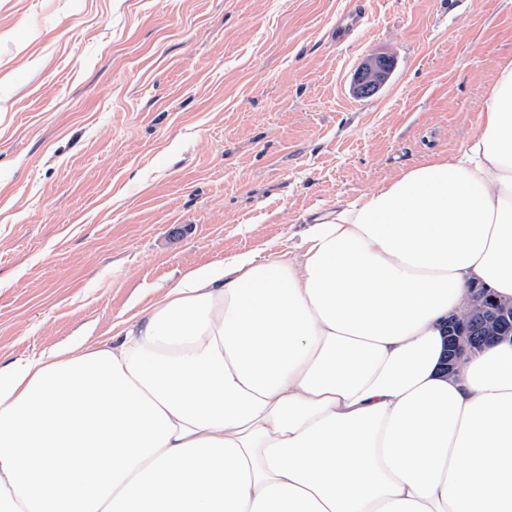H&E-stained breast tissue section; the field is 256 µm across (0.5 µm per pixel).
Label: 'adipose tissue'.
<instances>
[{
  "mask_svg": "<svg viewBox=\"0 0 512 512\" xmlns=\"http://www.w3.org/2000/svg\"><path fill=\"white\" fill-rule=\"evenodd\" d=\"M512 61L466 146L187 270L107 338L0 364V512H512ZM483 294L486 295L485 300L479 295L474 296V299L472 300L474 308L480 311L482 315L492 318H496L498 316L507 318L511 314V318L508 321V328L509 331L512 332V305L494 302L487 293Z\"/></svg>",
  "mask_w": 512,
  "mask_h": 512,
  "instance_id": "1",
  "label": "adipose tissue"
}]
</instances>
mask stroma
I'll use <instances>...</instances> for the list:
<instances>
[{"label": "stroma", "instance_id": "stroma-1", "mask_svg": "<svg viewBox=\"0 0 512 512\" xmlns=\"http://www.w3.org/2000/svg\"><path fill=\"white\" fill-rule=\"evenodd\" d=\"M0 0V363L92 344L182 274L463 147L512 0ZM394 70L370 98L354 72ZM394 60L390 56L367 59L358 68L353 81V90L358 97L375 95L393 71Z\"/></svg>", "mask_w": 512, "mask_h": 512}]
</instances>
